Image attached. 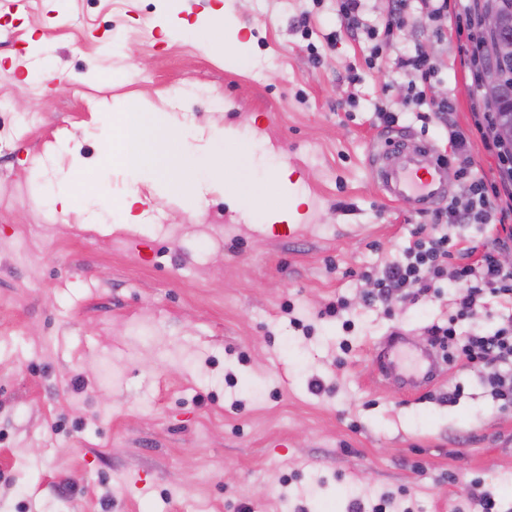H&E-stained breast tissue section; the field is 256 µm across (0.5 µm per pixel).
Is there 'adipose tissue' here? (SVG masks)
<instances>
[{
  "mask_svg": "<svg viewBox=\"0 0 512 512\" xmlns=\"http://www.w3.org/2000/svg\"><path fill=\"white\" fill-rule=\"evenodd\" d=\"M118 127L121 135L105 152L103 166L117 164L128 172L137 173L148 164H159L160 181L165 192L180 197L188 207H200V188L191 174L202 169L223 172V154L215 153L209 159H199L169 131L147 126L141 107L135 102L121 113Z\"/></svg>",
  "mask_w": 512,
  "mask_h": 512,
  "instance_id": "ef3b65f1",
  "label": "adipose tissue"
}]
</instances>
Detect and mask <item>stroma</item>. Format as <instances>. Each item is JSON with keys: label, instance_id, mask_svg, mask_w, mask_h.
I'll use <instances>...</instances> for the list:
<instances>
[{"label": "stroma", "instance_id": "stroma-1", "mask_svg": "<svg viewBox=\"0 0 512 512\" xmlns=\"http://www.w3.org/2000/svg\"><path fill=\"white\" fill-rule=\"evenodd\" d=\"M214 4L30 0L0 18V127L40 116L0 145V512H348L400 490L414 512H460L474 478L512 512V412L477 375L415 394L378 380L386 337L427 346L457 288L370 306L358 279L427 221L378 190L376 106L446 141L404 111L396 57L419 41L442 60L427 93L455 92L460 127L481 93L411 26L367 70L370 42H329L336 0H224L239 43L223 55L155 24L169 9L195 26ZM31 31L47 51L29 52ZM132 99L201 156L234 132L200 208L159 193L153 168L100 167ZM78 160L109 195L63 216L50 190ZM282 168L302 217L278 237L252 215L280 205ZM132 186L140 224L119 220ZM339 295L348 310L324 315Z\"/></svg>", "mask_w": 512, "mask_h": 512}]
</instances>
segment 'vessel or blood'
Masks as SVG:
<instances>
[{"instance_id":"vessel-or-blood-1","label":"vessel or blood","mask_w":512,"mask_h":512,"mask_svg":"<svg viewBox=\"0 0 512 512\" xmlns=\"http://www.w3.org/2000/svg\"><path fill=\"white\" fill-rule=\"evenodd\" d=\"M371 166L382 194L412 204L415 212H428L447 198L448 166L429 142L412 136L384 138L372 152ZM378 370L381 377L396 380L413 393L441 373L435 347H417L401 336L386 342Z\"/></svg>"}]
</instances>
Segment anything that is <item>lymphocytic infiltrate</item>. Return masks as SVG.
I'll return each instance as SVG.
<instances>
[{
	"instance_id": "1",
	"label": "lymphocytic infiltrate",
	"mask_w": 512,
	"mask_h": 512,
	"mask_svg": "<svg viewBox=\"0 0 512 512\" xmlns=\"http://www.w3.org/2000/svg\"><path fill=\"white\" fill-rule=\"evenodd\" d=\"M419 13L415 27L444 37L447 17L455 19L457 54L467 67L472 85H479L480 73L475 65L478 51L479 19L477 6L468 0H418ZM407 0H388L384 27L376 29L363 19L364 0H336L341 20L340 34L371 41L366 60L369 69L380 66L386 40L392 39L407 23ZM395 66L407 80L405 106L414 108L421 132L430 123L448 128V158L456 163L460 189L448 204L434 210L429 228H416L408 246L384 265L362 271L361 280L369 283L366 302H386L394 292L406 290L408 297L419 299L439 293L450 281L460 284L456 310L447 325L432 326L429 333L444 361L464 369H477L490 395L501 401L503 408L512 407V313L503 317L499 326L488 333L458 330V324L485 308L489 299H500L512 306V269L500 264L494 251L485 252L470 261V248L460 247L453 236L454 228L463 224L490 226L512 218V191L487 188L484 179L472 177L469 155L471 136H478L485 149L498 157L502 165L512 164V157L493 133L495 116L483 112L471 132L451 125L452 99L428 95L426 88L438 68L422 45L397 57Z\"/></svg>"
}]
</instances>
